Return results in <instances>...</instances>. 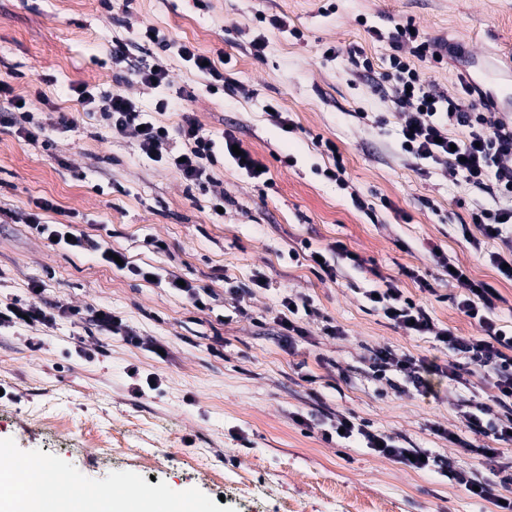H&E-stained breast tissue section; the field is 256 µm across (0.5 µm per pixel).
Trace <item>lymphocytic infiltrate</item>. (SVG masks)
I'll return each mask as SVG.
<instances>
[{
    "mask_svg": "<svg viewBox=\"0 0 512 512\" xmlns=\"http://www.w3.org/2000/svg\"><path fill=\"white\" fill-rule=\"evenodd\" d=\"M395 52L384 80L391 91V101L401 120V147L413 159L445 165L449 175H463L469 185L494 197L512 198V117L498 112L491 95L476 92L470 83H462L463 96L454 100L432 82L422 78L417 62L442 61L448 52L447 44L417 33L409 25H395L390 34ZM88 111L99 112L112 128L131 134L140 143L148 158H161L168 141L166 128L147 122L131 100L122 96H84ZM464 127L466 135L451 140L449 124ZM180 135L189 148L183 161L174 167L189 182L202 181L206 175L204 159L211 156L214 141L204 134L192 117H185ZM438 265L448 277L466 288L464 298L457 300L456 308L465 317L476 321L482 330L480 337L463 340L447 329L436 328L427 311L404 299L400 288L387 285L379 291L366 290L375 310L393 325L410 334H432L447 349L465 355L474 367L491 368L490 383L496 391L497 403L512 400V329L499 326L486 314L485 305L492 294L486 284L473 281L463 267H450L447 259L438 258ZM373 368L377 376H385L396 368L409 378L416 391L428 393L432 389L431 377L438 374L436 365L382 348L375 352ZM336 428L345 437L359 434L368 449L376 454L395 459L413 470H431L448 478L465 490L475 501L500 502V512H512V496L505 488L512 486V474L492 482L475 471L456 470L438 456L426 460H410L409 449L395 444L392 437L367 430L351 415H338Z\"/></svg>",
    "mask_w": 512,
    "mask_h": 512,
    "instance_id": "f902f5d3",
    "label": "lymphocytic infiltrate"
}]
</instances>
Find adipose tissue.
I'll return each instance as SVG.
<instances>
[{"mask_svg":"<svg viewBox=\"0 0 512 512\" xmlns=\"http://www.w3.org/2000/svg\"><path fill=\"white\" fill-rule=\"evenodd\" d=\"M158 497L147 490H128L110 497L81 492L58 471L40 466L31 481L19 480L15 471L0 466V512H157Z\"/></svg>","mask_w":512,"mask_h":512,"instance_id":"1","label":"adipose tissue"}]
</instances>
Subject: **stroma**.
Returning a JSON list of instances; mask_svg holds the SVG:
<instances>
[{"mask_svg":"<svg viewBox=\"0 0 512 512\" xmlns=\"http://www.w3.org/2000/svg\"><path fill=\"white\" fill-rule=\"evenodd\" d=\"M406 22L463 48L419 65L449 97L463 77L485 86L489 70L512 86V0H0V81L25 99L36 131L28 139L0 124V309L65 308L52 327L0 330V450L79 488L187 495L200 512H495L360 438L322 437L351 414L460 469L492 478L512 466V443L485 456L492 440L468 427L493 393L481 375L423 397L398 369L382 380L370 369L380 348L442 366L454 358L435 336L395 328L365 300L370 288L397 285L437 327L479 335L455 307L464 290L440 256L493 288L489 315L512 326V280L491 261L512 225L498 239L472 222L505 200L404 154L392 103L359 75L366 60L388 71V34ZM149 27L165 45L145 40ZM119 43L132 62L163 64L166 80L119 76ZM184 43L211 59L223 87L179 56ZM85 90L131 99L165 127L166 157L147 158L136 137L87 112ZM188 115L214 141L233 132L265 175L219 151L207 182L183 180L170 159L187 150ZM329 141L343 157L341 184L322 174L334 165ZM46 199L45 222L105 242L127 268L23 224ZM337 243L354 258L337 259L331 278L310 254ZM173 274L204 289L205 310L170 287ZM100 309L122 332L93 323ZM288 318L304 335L285 336Z\"/></svg>","mask_w":512,"mask_h":512,"instance_id":"35a3bbf8","label":"stroma"}]
</instances>
